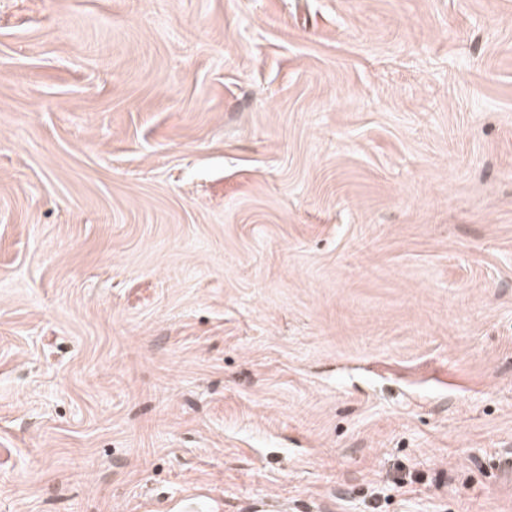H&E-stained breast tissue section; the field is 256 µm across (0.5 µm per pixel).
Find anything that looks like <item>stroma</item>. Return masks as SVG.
Instances as JSON below:
<instances>
[{
    "label": "stroma",
    "mask_w": 512,
    "mask_h": 512,
    "mask_svg": "<svg viewBox=\"0 0 512 512\" xmlns=\"http://www.w3.org/2000/svg\"><path fill=\"white\" fill-rule=\"evenodd\" d=\"M512 512V0H0V512Z\"/></svg>",
    "instance_id": "obj_1"
}]
</instances>
